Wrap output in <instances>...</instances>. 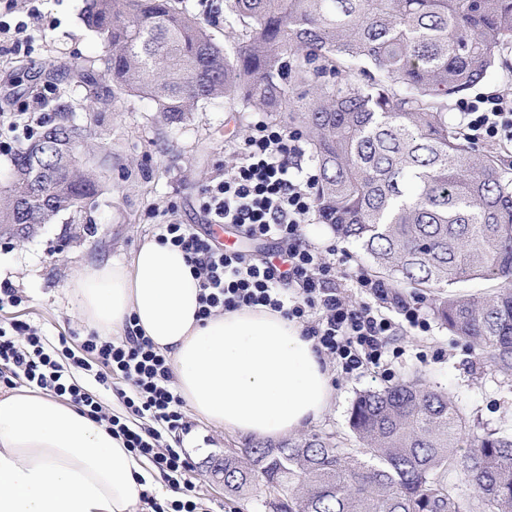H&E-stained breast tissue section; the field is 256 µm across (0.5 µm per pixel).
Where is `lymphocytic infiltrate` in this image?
I'll return each mask as SVG.
<instances>
[{
	"label": "lymphocytic infiltrate",
	"mask_w": 512,
	"mask_h": 512,
	"mask_svg": "<svg viewBox=\"0 0 512 512\" xmlns=\"http://www.w3.org/2000/svg\"><path fill=\"white\" fill-rule=\"evenodd\" d=\"M460 127L471 143L512 144V98L481 93L457 103ZM302 136L264 121L254 123L236 149L237 162L222 180L202 191L200 208L207 223L229 224L253 240L287 243L284 253L258 258L243 251H224L211 234L169 219L158 225L160 244L180 248L200 281L198 320L243 307H265L296 321L312 338L318 353L346 374L384 369L389 319L371 304H353L335 283L336 265L303 237L302 224L316 212L313 189L317 177L296 161ZM63 361L47 353L41 329L24 320L0 323V385L27 384L45 394L74 403L90 420L104 425L124 448L146 459L167 480L174 496L158 501L148 491L141 500L152 512H204L198 492L197 466L180 448L160 446L162 434L186 431L185 402L172 387L173 369L166 355L127 322L115 340L90 333L79 349L60 339ZM92 374L100 385L113 378L127 387L119 391L127 414L109 412L81 385L76 372ZM137 425H130L129 417Z\"/></svg>",
	"instance_id": "1"
}]
</instances>
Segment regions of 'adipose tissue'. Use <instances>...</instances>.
Returning <instances> with one entry per match:
<instances>
[{"label":"adipose tissue","mask_w":512,"mask_h":512,"mask_svg":"<svg viewBox=\"0 0 512 512\" xmlns=\"http://www.w3.org/2000/svg\"><path fill=\"white\" fill-rule=\"evenodd\" d=\"M84 321L119 335L128 317L171 358L189 410L254 439L317 420L329 369L298 323L267 309L196 318L199 281L178 248L145 241L129 262L82 268L70 282ZM148 462L73 403L30 390L0 397V512H138Z\"/></svg>","instance_id":"1"}]
</instances>
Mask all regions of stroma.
I'll return each mask as SVG.
<instances>
[{"label": "stroma", "instance_id": "obj_1", "mask_svg": "<svg viewBox=\"0 0 512 512\" xmlns=\"http://www.w3.org/2000/svg\"><path fill=\"white\" fill-rule=\"evenodd\" d=\"M83 0H41V16L29 21L30 53L13 51L0 37V113L20 111L39 100L38 114L50 119L58 99L83 102L86 87L70 70L80 64L109 80L100 64L103 36L82 20ZM259 112H227L218 106L193 112L181 124L168 125L155 104L142 96H118L106 110L82 112L81 124L97 135L92 161L101 182L97 197L72 213H64L25 241L0 238V282L23 291L20 307L0 309V321L29 320L50 341L67 337L78 346L90 332L67 287L84 266L107 260H128L142 242L154 236L157 224L169 216L206 231L198 199L203 187L235 161V146L260 120ZM306 241L320 251L335 249L346 270L365 268L355 243L337 237L318 216L303 227ZM430 323L428 332L401 331L395 340L401 354L389 376L366 370L345 375L331 367L334 397L325 413L307 426V433L335 435L343 448L354 447L348 419L357 396L421 374L447 390L471 422L486 429L512 431V379L485 364L478 351L451 333L433 312L430 299L420 302ZM184 438L164 435L162 445H184L198 465V484L207 512H260L254 496L225 493L207 472L211 458L230 448H244L249 438L192 417Z\"/></svg>", "mask_w": 512, "mask_h": 512}]
</instances>
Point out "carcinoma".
Masks as SVG:
<instances>
[{
  "label": "carcinoma",
  "instance_id": "obj_1",
  "mask_svg": "<svg viewBox=\"0 0 512 512\" xmlns=\"http://www.w3.org/2000/svg\"><path fill=\"white\" fill-rule=\"evenodd\" d=\"M200 11H195V7ZM85 0L112 89L150 98L170 124L207 105L257 109L306 132L321 223L512 374V176L448 122V100L512 45V0ZM233 39L226 49L212 29ZM83 110L109 104L84 67ZM59 100L12 158L0 231L34 236L98 194L92 133ZM493 283L489 293L458 286ZM358 448L311 434L214 458L224 490L268 512H512V432L462 414L421 377L361 394ZM465 453L457 455V449Z\"/></svg>",
  "mask_w": 512,
  "mask_h": 512
}]
</instances>
